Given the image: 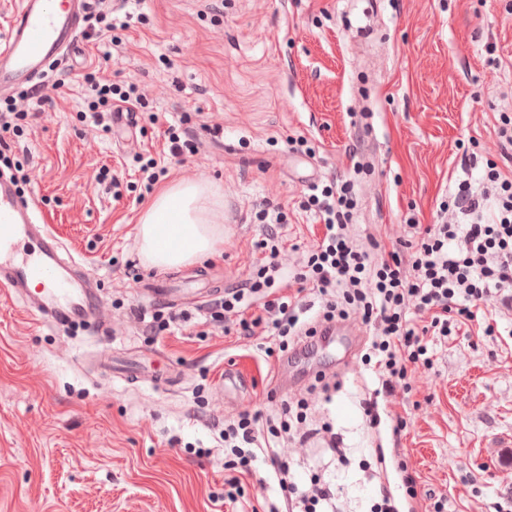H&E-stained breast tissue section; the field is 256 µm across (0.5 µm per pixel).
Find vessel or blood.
Instances as JSON below:
<instances>
[{"instance_id":"1","label":"vessel or blood","mask_w":512,"mask_h":512,"mask_svg":"<svg viewBox=\"0 0 512 512\" xmlns=\"http://www.w3.org/2000/svg\"><path fill=\"white\" fill-rule=\"evenodd\" d=\"M81 2L64 0L62 9L53 10L48 0H20L0 45V88L41 76L75 46ZM40 211L37 197L0 176V286L37 324H94L102 303L92 279L54 227L40 223Z\"/></svg>"}]
</instances>
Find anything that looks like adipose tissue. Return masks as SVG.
I'll use <instances>...</instances> for the list:
<instances>
[{
  "label": "adipose tissue",
  "instance_id": "1",
  "mask_svg": "<svg viewBox=\"0 0 512 512\" xmlns=\"http://www.w3.org/2000/svg\"><path fill=\"white\" fill-rule=\"evenodd\" d=\"M137 235L142 263L178 271L218 254L224 242V198L216 183L180 181L162 187L142 212Z\"/></svg>",
  "mask_w": 512,
  "mask_h": 512
}]
</instances>
